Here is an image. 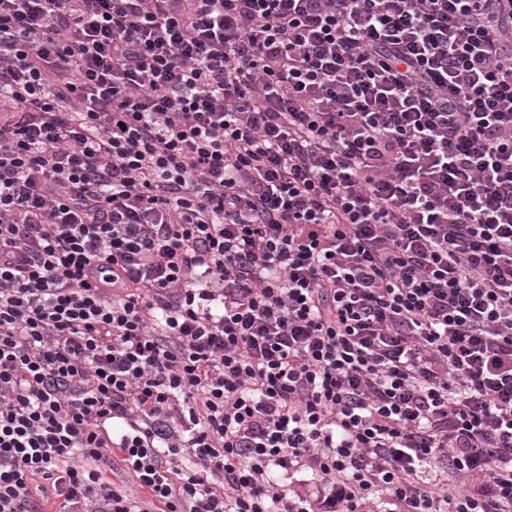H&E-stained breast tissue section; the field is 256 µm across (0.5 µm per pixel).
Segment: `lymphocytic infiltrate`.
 Here are the masks:
<instances>
[{
  "instance_id": "lymphocytic-infiltrate-1",
  "label": "lymphocytic infiltrate",
  "mask_w": 512,
  "mask_h": 512,
  "mask_svg": "<svg viewBox=\"0 0 512 512\" xmlns=\"http://www.w3.org/2000/svg\"><path fill=\"white\" fill-rule=\"evenodd\" d=\"M54 503L512 512V0H0V512Z\"/></svg>"
}]
</instances>
